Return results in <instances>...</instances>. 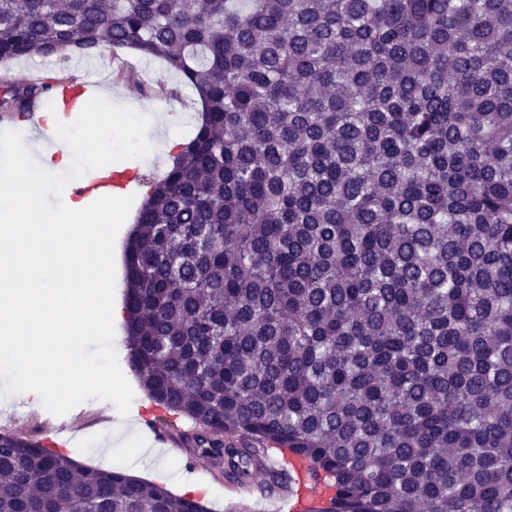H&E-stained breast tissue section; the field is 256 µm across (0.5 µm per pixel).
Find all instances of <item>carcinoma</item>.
<instances>
[{"instance_id":"cac0c4a2","label":"carcinoma","mask_w":512,"mask_h":512,"mask_svg":"<svg viewBox=\"0 0 512 512\" xmlns=\"http://www.w3.org/2000/svg\"><path fill=\"white\" fill-rule=\"evenodd\" d=\"M161 58L199 121L125 245L128 362L239 486L512 512V0H0V61ZM66 76L3 85L18 119ZM0 512H210L0 434Z\"/></svg>"}]
</instances>
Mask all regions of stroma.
Masks as SVG:
<instances>
[{
  "instance_id": "35a3bbf8",
  "label": "stroma",
  "mask_w": 512,
  "mask_h": 512,
  "mask_svg": "<svg viewBox=\"0 0 512 512\" xmlns=\"http://www.w3.org/2000/svg\"><path fill=\"white\" fill-rule=\"evenodd\" d=\"M94 63L104 84L114 91L113 104L122 107L132 109L144 101L143 96L116 79L115 74L122 67L134 71L155 88L179 89V97L167 99L163 105L169 122L149 126L147 139L155 146L152 154L121 162L122 167L135 174H162L170 165L169 153L162 150V143L172 132L182 138L190 135L196 123L198 114L189 106L190 90L183 88L179 75L158 58L131 51L117 57L105 52L95 56ZM133 394L129 411L124 416L116 406L100 399L80 403L84 416L74 422L71 438L76 446L71 452L72 457L87 467L121 469L178 495L195 494L210 512H239V504L227 500L223 481L213 480L211 473L215 466L209 458L200 456L190 460L156 441L152 429L141 421L142 413L152 409L153 404L143 389H134ZM42 412L41 406L24 395L0 397V432L43 440L48 432L36 420Z\"/></svg>"
}]
</instances>
